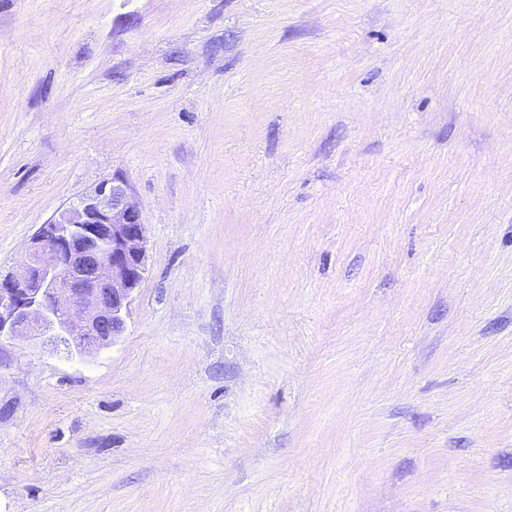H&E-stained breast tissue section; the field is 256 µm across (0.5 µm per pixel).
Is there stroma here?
Wrapping results in <instances>:
<instances>
[{
	"instance_id": "35a3bbf8",
	"label": "stroma",
	"mask_w": 512,
	"mask_h": 512,
	"mask_svg": "<svg viewBox=\"0 0 512 512\" xmlns=\"http://www.w3.org/2000/svg\"><path fill=\"white\" fill-rule=\"evenodd\" d=\"M115 176L147 273L0 348V512H512V0H0V273Z\"/></svg>"
}]
</instances>
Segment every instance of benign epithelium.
I'll list each match as a JSON object with an SVG mask.
<instances>
[{"label":"benign epithelium","mask_w":512,"mask_h":512,"mask_svg":"<svg viewBox=\"0 0 512 512\" xmlns=\"http://www.w3.org/2000/svg\"><path fill=\"white\" fill-rule=\"evenodd\" d=\"M146 243L127 182L99 184L41 225L16 270L0 274V342L48 334L82 358L112 345L147 271Z\"/></svg>","instance_id":"benign-epithelium-1"}]
</instances>
